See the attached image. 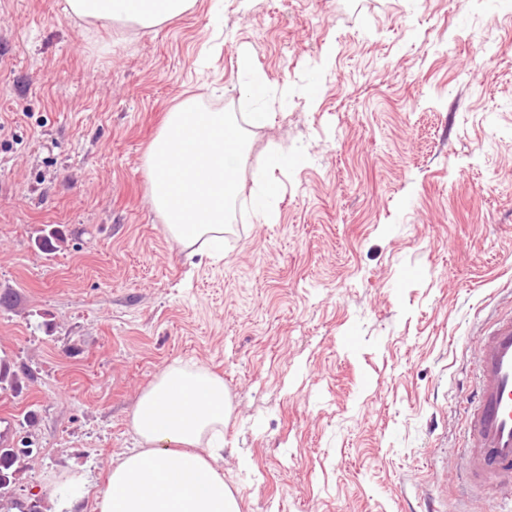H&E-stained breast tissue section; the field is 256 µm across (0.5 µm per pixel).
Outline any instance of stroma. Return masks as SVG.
Here are the masks:
<instances>
[{
  "label": "stroma",
  "instance_id": "35a3bbf8",
  "mask_svg": "<svg viewBox=\"0 0 512 512\" xmlns=\"http://www.w3.org/2000/svg\"><path fill=\"white\" fill-rule=\"evenodd\" d=\"M212 4L87 32L64 0H0V355L24 374L0 418L37 450L14 497L57 512L78 473L66 512H95L179 360L224 380L240 512H512L464 497L460 460L479 334L512 311V0H223L220 33ZM240 46L297 91L248 131L215 262L169 237L143 159L191 94L252 111ZM273 143L304 161L261 224Z\"/></svg>",
  "mask_w": 512,
  "mask_h": 512
}]
</instances>
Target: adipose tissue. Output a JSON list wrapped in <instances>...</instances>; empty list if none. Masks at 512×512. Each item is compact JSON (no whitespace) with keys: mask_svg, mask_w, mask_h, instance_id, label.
<instances>
[{"mask_svg":"<svg viewBox=\"0 0 512 512\" xmlns=\"http://www.w3.org/2000/svg\"><path fill=\"white\" fill-rule=\"evenodd\" d=\"M66 12L89 24L125 22L152 29L186 13L194 0H65ZM240 93L256 107L252 127H264L269 102L287 100L289 85L269 87L247 47L236 51ZM301 162L298 153L269 146L254 177L257 216L265 224L277 216L279 188L273 170ZM231 404L223 378L207 369L173 361L141 392L131 416L137 448L120 458L100 490L97 512H240L238 500L216 466L224 447V421Z\"/></svg>","mask_w":512,"mask_h":512,"instance_id":"ef3b65f1","label":"adipose tissue"}]
</instances>
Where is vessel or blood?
<instances>
[{"label": "vessel or blood", "mask_w": 512, "mask_h": 512, "mask_svg": "<svg viewBox=\"0 0 512 512\" xmlns=\"http://www.w3.org/2000/svg\"><path fill=\"white\" fill-rule=\"evenodd\" d=\"M477 388L461 450L471 485L512 500V316L481 333L475 350Z\"/></svg>", "instance_id": "1"}]
</instances>
